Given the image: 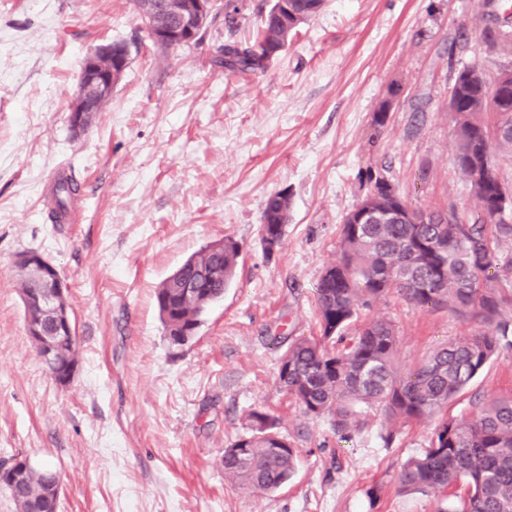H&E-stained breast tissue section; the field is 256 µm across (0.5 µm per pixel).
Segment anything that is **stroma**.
<instances>
[{
  "instance_id": "stroma-1",
  "label": "stroma",
  "mask_w": 512,
  "mask_h": 512,
  "mask_svg": "<svg viewBox=\"0 0 512 512\" xmlns=\"http://www.w3.org/2000/svg\"><path fill=\"white\" fill-rule=\"evenodd\" d=\"M271 3L243 0L236 28L210 16L199 42L165 52L142 41L135 0H0V460L51 463L58 512H446L444 495L397 483L433 422L392 426L364 408L359 425L336 434L331 416H307L280 387L272 339L316 335V288L374 178L411 207L480 219L456 165L448 102L464 68L491 80L512 67L511 53L483 39L507 30L505 7L326 0L265 70L218 67L219 47L252 42ZM116 42L130 64L74 135L83 60ZM60 166L82 188L67 222L43 195ZM278 192L289 221L269 257L260 225ZM228 236L241 247L232 284L196 335L172 344L157 289ZM24 251L40 253L68 288L78 369L66 385L26 332L15 266ZM379 316L398 329L403 367L476 330L395 294L360 311ZM510 392L503 350L446 414ZM253 409L274 416L297 450L294 476L272 492L224 475V450L247 434Z\"/></svg>"
}]
</instances>
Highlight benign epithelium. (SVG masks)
Listing matches in <instances>:
<instances>
[{"mask_svg":"<svg viewBox=\"0 0 512 512\" xmlns=\"http://www.w3.org/2000/svg\"><path fill=\"white\" fill-rule=\"evenodd\" d=\"M213 4L214 0H189L187 8L177 19L169 27L155 32L154 37L160 41H192L196 29L202 26ZM122 62V53L112 48L97 51L85 58L79 77L82 93L74 99L69 109L68 120L74 134L84 131L86 113L95 111L97 101L111 95L112 66ZM16 261L37 270L54 288L51 293L24 297L27 307L26 331L42 360L55 368L54 378L66 383L71 379L74 367L66 364L58 371L56 366L61 345L75 339V333L69 312L56 308L57 299L65 295L63 280L56 267L37 252L21 255ZM47 310L56 313L55 321L50 326L42 318V312Z\"/></svg>","mask_w":512,"mask_h":512,"instance_id":"1","label":"benign epithelium"}]
</instances>
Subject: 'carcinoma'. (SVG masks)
<instances>
[{
  "instance_id": "obj_1",
  "label": "carcinoma",
  "mask_w": 512,
  "mask_h": 512,
  "mask_svg": "<svg viewBox=\"0 0 512 512\" xmlns=\"http://www.w3.org/2000/svg\"><path fill=\"white\" fill-rule=\"evenodd\" d=\"M325 0H273L253 43H224L216 65L230 72H255L282 51L296 28L314 17ZM485 42L507 47L512 34L488 29ZM455 113L456 162L478 199L482 216L475 224H453L455 214L429 211L426 224L401 219L392 193L376 188L363 198L376 221L351 224L344 219L340 259L322 273L317 288L318 336L275 337L281 388L311 417H334L336 432L355 423L358 408H378L390 421L437 420L424 453L407 461L398 475L406 491L460 489L448 512H512V394L489 396L475 417L447 418L443 411L500 351L508 336L502 310L512 305V263L497 266L496 245L512 237V224L489 222L496 209L512 210V192L485 158L512 154V68L493 82L470 67L454 79L449 98ZM76 189L60 181L56 209L64 211ZM290 202L285 193L270 196L261 224V242L281 246ZM240 246L230 237L224 248H205L189 257L156 292L160 318L170 341L194 336L201 316L221 299L233 279ZM20 293L48 284L20 265ZM392 292L413 306H441L480 325L472 336L435 349L422 363L397 367L398 335L387 317L351 328L358 310ZM251 433L224 449V473L260 492L276 490L294 475L295 448L276 431L268 413L248 415ZM13 463H0V487L17 512H35L47 485L50 464L28 467L23 486L11 482Z\"/></svg>"
}]
</instances>
